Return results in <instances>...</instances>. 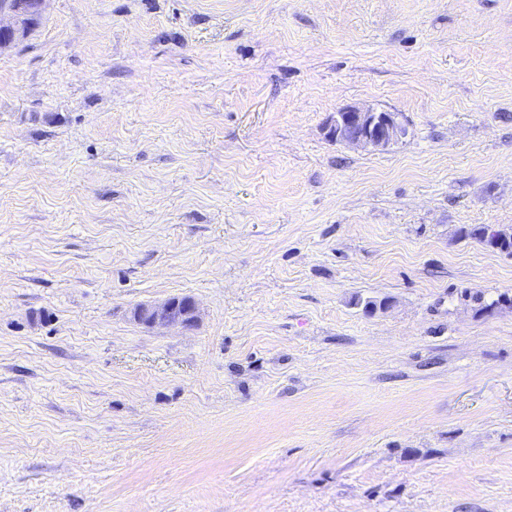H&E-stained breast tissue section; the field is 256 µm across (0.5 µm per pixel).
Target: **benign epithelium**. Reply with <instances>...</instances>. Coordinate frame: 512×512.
I'll use <instances>...</instances> for the list:
<instances>
[{
    "label": "benign epithelium",
    "instance_id": "7a95c632",
    "mask_svg": "<svg viewBox=\"0 0 512 512\" xmlns=\"http://www.w3.org/2000/svg\"><path fill=\"white\" fill-rule=\"evenodd\" d=\"M44 2L45 0H0V17L8 15L12 19L9 26L0 24V49L23 36V30L19 27L20 18L26 14L34 18L40 17ZM327 134L351 146L384 150L406 137L407 128L394 113L349 106L339 109L332 116L327 126ZM135 317L147 321L151 327H192L197 323L195 303H189L183 311L172 298L137 308Z\"/></svg>",
    "mask_w": 512,
    "mask_h": 512
}]
</instances>
